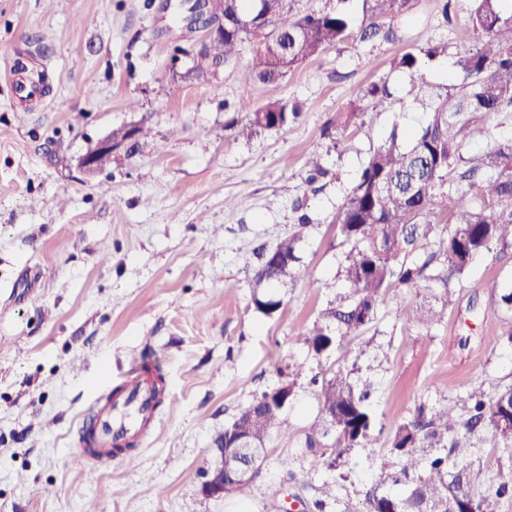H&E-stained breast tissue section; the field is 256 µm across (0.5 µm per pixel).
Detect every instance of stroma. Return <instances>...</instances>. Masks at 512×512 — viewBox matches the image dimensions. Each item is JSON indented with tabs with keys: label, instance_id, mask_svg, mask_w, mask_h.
<instances>
[{
	"label": "stroma",
	"instance_id": "stroma-1",
	"mask_svg": "<svg viewBox=\"0 0 512 512\" xmlns=\"http://www.w3.org/2000/svg\"><path fill=\"white\" fill-rule=\"evenodd\" d=\"M165 0H0V512H361L369 449L336 500L316 508L323 473L299 444L319 416L309 375L329 369L301 336L336 294L344 248L336 213L370 147L407 118L396 106L327 138L326 122L374 81L398 86L393 57L444 41L471 45L472 0H409L383 21L388 37L349 42L280 81L246 80L256 44L210 80L172 64L201 33ZM45 76L43 94L18 95L9 66ZM285 98L301 108L286 128L237 137L241 105ZM152 134L96 176L78 160L123 124ZM326 175L308 183L306 160ZM237 206H229V199ZM311 223L297 244L294 288L270 318L251 302L260 246ZM512 248L478 257L452 286L457 306L426 327L415 290L386 291L376 321L345 350L344 366L373 387L390 435L416 404L512 383V347L499 337L512 312ZM410 315L400 318L397 307ZM161 366L168 405L135 448L106 465L75 452L76 430L136 360ZM306 375L291 381L296 367ZM294 383L286 439L269 447L246 501L204 495L224 426L269 388ZM474 495L512 479V455L491 438L463 448ZM288 467H281V460Z\"/></svg>",
	"mask_w": 512,
	"mask_h": 512
}]
</instances>
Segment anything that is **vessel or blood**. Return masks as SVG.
I'll use <instances>...</instances> for the list:
<instances>
[{"label":"vessel or blood","mask_w":512,"mask_h":512,"mask_svg":"<svg viewBox=\"0 0 512 512\" xmlns=\"http://www.w3.org/2000/svg\"><path fill=\"white\" fill-rule=\"evenodd\" d=\"M158 380L150 362H135L122 381L120 392L105 401L94 419L86 423L77 443L79 457L111 453L128 433H142L152 420V392Z\"/></svg>","instance_id":"vessel-or-blood-1"}]
</instances>
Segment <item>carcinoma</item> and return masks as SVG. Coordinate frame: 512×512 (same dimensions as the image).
<instances>
[{"label": "carcinoma", "instance_id": "carcinoma-1", "mask_svg": "<svg viewBox=\"0 0 512 512\" xmlns=\"http://www.w3.org/2000/svg\"><path fill=\"white\" fill-rule=\"evenodd\" d=\"M368 3L360 26L343 10L288 16L286 0H206L212 18H224V35L209 40L201 60L191 66L189 78L206 82L212 66L225 64L258 31L271 29L246 68L248 80L274 83L288 71L348 41L385 36L379 20L402 14L408 0H364ZM469 27L475 44L457 54L445 81L430 82L425 66L448 55V45L429 44L391 60V69L406 81L399 94L387 83L362 88L348 107L336 113L323 134L357 125L367 109L377 111L386 102L400 111L424 112L426 119L403 134L389 136L370 148L361 162L356 184L336 214V226L349 245L339 276L349 292L328 302L320 317L302 333L309 352L330 359L344 349V341L364 331L377 318L380 297L390 288H416L425 269L436 263L417 307L418 320L430 327L452 304L450 282L461 279L477 257L512 247V136L489 140L471 151L468 143L489 136L486 118L512 109V15L505 16L504 0H472ZM239 134L248 138L262 131L283 129L300 115L297 103L273 99L260 106H242ZM136 133L133 148L148 131L138 125L112 129V141L121 144ZM445 216L448 235L437 252L424 261L411 258L436 238ZM300 231L276 245L261 248L253 271L255 310L267 317L283 306L288 288L299 274L297 243L309 226L300 217ZM322 427L305 434L302 447L311 456V468L328 472L315 502L326 498L350 479L353 452L375 447L377 418L371 409L368 386L343 368L313 376ZM294 384L279 385L254 397L224 425V498L248 497L254 478L239 473L237 441L245 438L264 453L287 433L283 415L294 400ZM488 432L512 451V384L493 392L475 388L459 401L437 407L418 405L390 434V462L373 469L364 493L365 512H494V503L512 495V484L502 482L482 497L471 494L470 465L458 460L460 437L478 439Z\"/></svg>", "mask_w": 512, "mask_h": 512}]
</instances>
